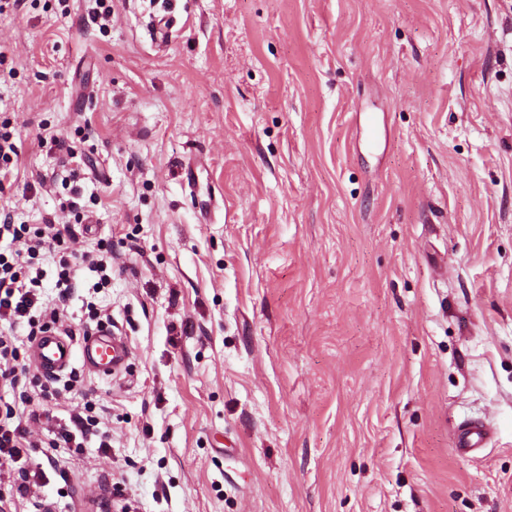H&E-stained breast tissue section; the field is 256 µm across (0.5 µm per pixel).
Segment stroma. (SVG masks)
<instances>
[{"instance_id": "35a3bbf8", "label": "stroma", "mask_w": 512, "mask_h": 512, "mask_svg": "<svg viewBox=\"0 0 512 512\" xmlns=\"http://www.w3.org/2000/svg\"><path fill=\"white\" fill-rule=\"evenodd\" d=\"M110 5L0 11V207L42 223L74 176V246L112 257L67 312L133 351L0 388L97 420L27 497L0 469L6 512H512V0ZM9 125L8 121L0 124V184L12 174L11 166L19 156V147L13 132L8 130ZM457 450L470 454L484 448L490 435V428L484 423L467 420L454 429Z\"/></svg>"}]
</instances>
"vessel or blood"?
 Segmentation results:
<instances>
[{"label":"vessel or blood","instance_id":"vessel-or-blood-1","mask_svg":"<svg viewBox=\"0 0 512 512\" xmlns=\"http://www.w3.org/2000/svg\"><path fill=\"white\" fill-rule=\"evenodd\" d=\"M132 351L111 327H99L94 333L73 339L56 329H49L34 343L30 351L32 366L38 373L55 378L81 363L89 372L109 378L126 370ZM457 449L470 454L484 448L490 428L484 423L467 420L454 429Z\"/></svg>","mask_w":512,"mask_h":512}]
</instances>
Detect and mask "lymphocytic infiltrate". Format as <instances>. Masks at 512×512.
I'll use <instances>...</instances> for the list:
<instances>
[{
    "label": "lymphocytic infiltrate",
    "mask_w": 512,
    "mask_h": 512,
    "mask_svg": "<svg viewBox=\"0 0 512 512\" xmlns=\"http://www.w3.org/2000/svg\"><path fill=\"white\" fill-rule=\"evenodd\" d=\"M70 219L53 216L43 224L13 223L9 210L0 211V322L11 327H27L38 336L48 328H63L67 302L74 288L79 264L67 243L73 237ZM56 257L58 299L42 301L39 288L43 271L36 261L42 254ZM30 397L20 407L6 406L0 414V461L18 462L29 447L27 423L41 421L39 411L31 409Z\"/></svg>",
    "instance_id": "1"
}]
</instances>
